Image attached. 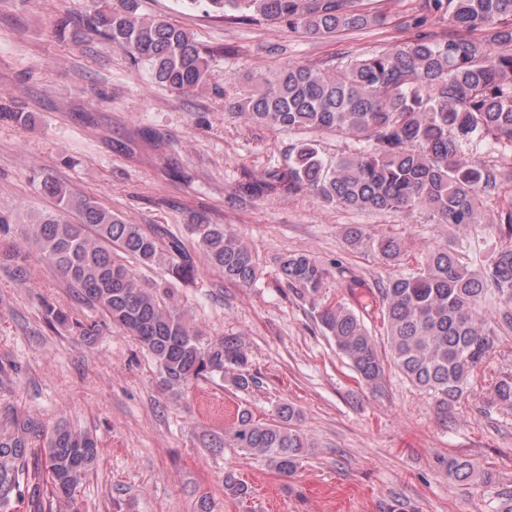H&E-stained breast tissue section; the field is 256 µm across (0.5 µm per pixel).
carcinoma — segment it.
Instances as JSON below:
<instances>
[{"instance_id":"obj_1","label":"carcinoma","mask_w":512,"mask_h":512,"mask_svg":"<svg viewBox=\"0 0 512 512\" xmlns=\"http://www.w3.org/2000/svg\"><path fill=\"white\" fill-rule=\"evenodd\" d=\"M189 11L251 12L286 22L310 37L366 28L377 18L356 0H179ZM90 14L92 28L143 64L176 94L207 84L212 54L186 29L139 14V0H102ZM408 41L357 58L341 70L288 66L263 79V89L231 109L268 129L340 131L347 153L326 163L314 141L291 148L288 166L273 168L244 187L251 195L307 191L317 202L360 212L426 210L439 227L456 232L453 244L434 243L416 267L375 281L386 348L362 316L344 300L319 303L329 268L306 253L279 258L281 282L318 309L317 323L351 364L357 382L373 392L384 387L394 366L431 399L448 421L478 372L512 335V0H422ZM429 15L456 25L438 37L421 30ZM480 32L501 51L485 53ZM61 211H76L81 223L50 214L26 232L31 247L51 263L83 300L153 358L165 390L182 395L201 378L218 377L239 390L256 383L239 336L204 339L176 307L163 301L168 289L144 283L113 256L118 249L143 265L167 252L172 273L188 272L184 243L155 225L144 231L98 202L47 182ZM498 208L490 245L476 235L486 207ZM207 262L224 279L255 288L259 268L251 250L222 224L198 214L187 225ZM351 248H372L387 266L406 254L400 238L373 242L361 227L346 229ZM489 409L512 410V371L500 372L486 392ZM301 412L279 404L262 421L238 408L224 430V446L266 458L283 476L292 475L313 444L299 427ZM87 432L72 431L0 406V512H62L97 459ZM448 477L490 481L472 460L450 458ZM226 492L240 500L249 487L228 473Z\"/></svg>"}]
</instances>
